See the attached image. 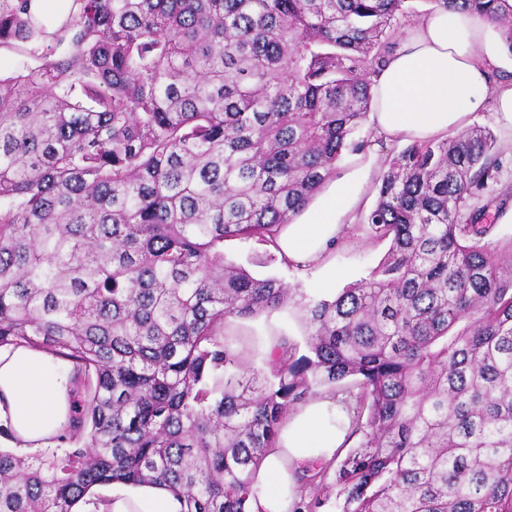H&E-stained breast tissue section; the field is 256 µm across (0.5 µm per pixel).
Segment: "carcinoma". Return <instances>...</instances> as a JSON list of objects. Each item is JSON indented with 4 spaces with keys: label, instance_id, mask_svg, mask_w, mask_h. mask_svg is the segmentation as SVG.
Wrapping results in <instances>:
<instances>
[{
    "label": "carcinoma",
    "instance_id": "cac0c4a2",
    "mask_svg": "<svg viewBox=\"0 0 512 512\" xmlns=\"http://www.w3.org/2000/svg\"><path fill=\"white\" fill-rule=\"evenodd\" d=\"M0 0V347L72 363L53 446L0 448V512H72L93 486H162L183 512H262L288 410L348 378L363 441L341 512H512V237L487 128L412 141L362 225L390 240L327 299L226 261L281 229L368 141L372 78L415 0ZM461 6L512 54V0ZM292 307L262 367L234 319ZM333 462L296 473L321 483ZM274 330L279 334H286L297 345L298 354L306 353L305 323L296 310H290L269 316L263 314L254 319L235 320L230 333L235 336L239 360L246 366H261L259 357L256 356V347H265L274 337H278L270 336Z\"/></svg>",
    "mask_w": 512,
    "mask_h": 512
}]
</instances>
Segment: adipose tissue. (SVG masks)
I'll return each instance as SVG.
<instances>
[{
    "label": "adipose tissue",
    "instance_id": "ef3b65f1",
    "mask_svg": "<svg viewBox=\"0 0 512 512\" xmlns=\"http://www.w3.org/2000/svg\"><path fill=\"white\" fill-rule=\"evenodd\" d=\"M504 50L491 23L461 9L437 7L416 21L402 45L373 79L371 120L387 139L429 140L464 128L495 91L498 111L512 123V83L490 88L489 76L503 64ZM361 182L349 174L335 183L328 199L307 207L277 238L288 262L318 264L345 230L359 201ZM72 366L28 346L0 349V427L7 447L44 448L59 435L73 409ZM349 403L319 396L289 415L275 448L256 473L264 512H290L296 497L294 471L313 461H330L346 439ZM176 497L152 485L98 486L92 502L74 512H181Z\"/></svg>",
    "mask_w": 512,
    "mask_h": 512
}]
</instances>
